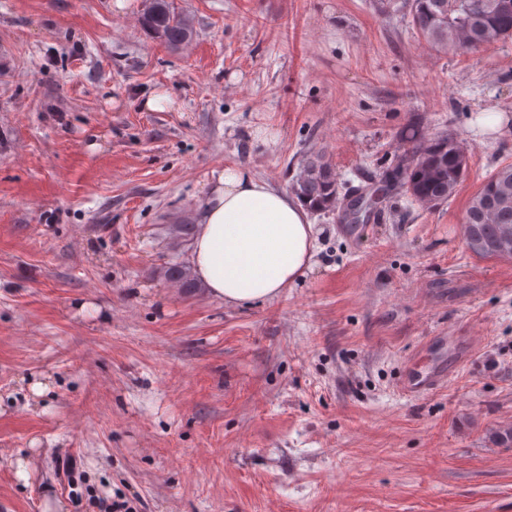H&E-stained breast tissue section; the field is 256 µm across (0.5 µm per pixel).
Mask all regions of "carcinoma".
<instances>
[{
  "instance_id": "cac0c4a2",
  "label": "carcinoma",
  "mask_w": 512,
  "mask_h": 512,
  "mask_svg": "<svg viewBox=\"0 0 512 512\" xmlns=\"http://www.w3.org/2000/svg\"><path fill=\"white\" fill-rule=\"evenodd\" d=\"M405 4L412 26L438 52L468 55L512 40V0H405ZM143 25L171 47L193 39L190 20L174 12L170 0H152ZM400 140L404 151L399 163L405 176L398 188L422 207L447 203L468 168L463 141L455 133L432 136L419 123L407 126ZM292 189L316 212L335 207L339 192L335 165L321 154L306 156ZM462 224L466 246L474 255L498 258L504 245L512 258V163L485 180L471 198ZM166 274L188 291L197 287L185 265L174 264Z\"/></svg>"
}]
</instances>
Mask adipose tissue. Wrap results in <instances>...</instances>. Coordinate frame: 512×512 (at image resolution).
Returning <instances> with one entry per match:
<instances>
[{
  "label": "adipose tissue",
  "mask_w": 512,
  "mask_h": 512,
  "mask_svg": "<svg viewBox=\"0 0 512 512\" xmlns=\"http://www.w3.org/2000/svg\"><path fill=\"white\" fill-rule=\"evenodd\" d=\"M315 249L305 202L239 165L219 172L201 202L190 260L230 306L277 297L312 267Z\"/></svg>",
  "instance_id": "adipose-tissue-1"
}]
</instances>
